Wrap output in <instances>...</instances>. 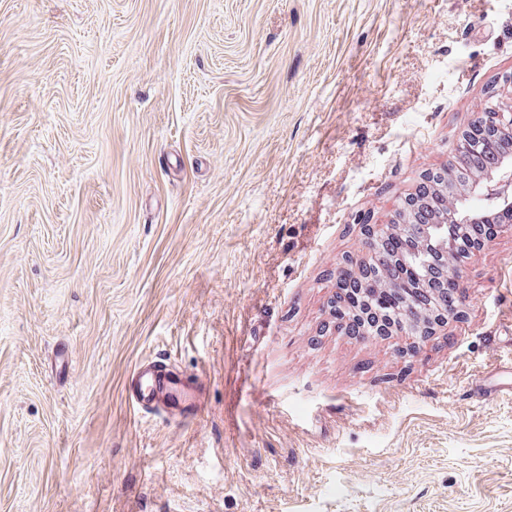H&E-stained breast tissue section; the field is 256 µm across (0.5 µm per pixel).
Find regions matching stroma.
<instances>
[{"label": "stroma", "mask_w": 512, "mask_h": 512, "mask_svg": "<svg viewBox=\"0 0 512 512\" xmlns=\"http://www.w3.org/2000/svg\"><path fill=\"white\" fill-rule=\"evenodd\" d=\"M492 104L512 0H0V512H512V231L417 353L332 309ZM203 370L184 371L163 359H146L130 372L125 391L134 410L174 424H190L205 411Z\"/></svg>", "instance_id": "35a3bbf8"}]
</instances>
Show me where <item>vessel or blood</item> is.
I'll use <instances>...</instances> for the list:
<instances>
[{"mask_svg":"<svg viewBox=\"0 0 512 512\" xmlns=\"http://www.w3.org/2000/svg\"><path fill=\"white\" fill-rule=\"evenodd\" d=\"M204 377L201 370L188 372L163 359H146L130 372L125 391L137 413L190 424L205 410Z\"/></svg>","mask_w":512,"mask_h":512,"instance_id":"1","label":"vessel or blood"}]
</instances>
